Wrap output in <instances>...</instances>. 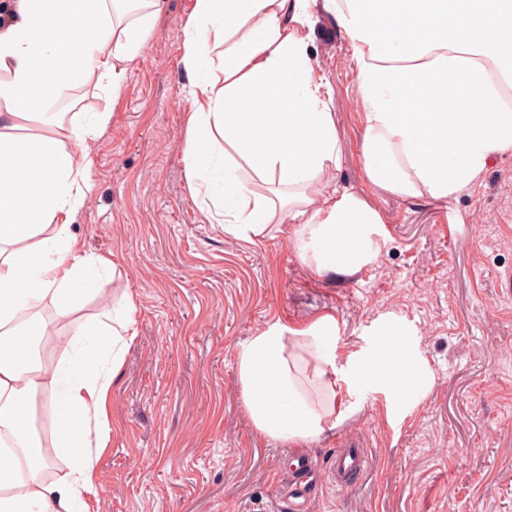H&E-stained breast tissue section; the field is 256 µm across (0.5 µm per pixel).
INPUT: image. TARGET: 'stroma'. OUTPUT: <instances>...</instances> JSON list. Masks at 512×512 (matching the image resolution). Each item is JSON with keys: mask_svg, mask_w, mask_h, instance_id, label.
<instances>
[{"mask_svg": "<svg viewBox=\"0 0 512 512\" xmlns=\"http://www.w3.org/2000/svg\"><path fill=\"white\" fill-rule=\"evenodd\" d=\"M194 5L165 0L118 95L87 84L56 103L70 115L112 113L89 149L93 187L72 230L87 253H117L122 264L78 316L127 289L138 301L89 512H280L294 457L325 465L352 437L366 443L370 472L346 489L319 478L305 512H512V155L452 202L375 198L383 235L374 260L351 274H313L288 224L257 244L228 236L186 174L180 47ZM313 55L334 85L339 178L364 192L355 62L330 17L316 25ZM325 316L336 321L338 377L395 319L431 390L405 400L355 388L317 441L262 436L248 417L239 350L272 325Z\"/></svg>", "mask_w": 512, "mask_h": 512, "instance_id": "1", "label": "stroma"}]
</instances>
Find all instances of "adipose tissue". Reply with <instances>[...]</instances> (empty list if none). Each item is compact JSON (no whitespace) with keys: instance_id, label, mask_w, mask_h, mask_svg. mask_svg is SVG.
Returning <instances> with one entry per match:
<instances>
[{"instance_id":"ef3b65f1","label":"adipose tissue","mask_w":512,"mask_h":512,"mask_svg":"<svg viewBox=\"0 0 512 512\" xmlns=\"http://www.w3.org/2000/svg\"><path fill=\"white\" fill-rule=\"evenodd\" d=\"M110 0H21V19L0 32V512H89L94 449L108 439L107 398L123 363L137 299L75 325L51 366L33 340L53 306L68 319L97 295L99 269L72 232L91 190V142L109 128L108 109L64 121L23 96L35 78L56 91L77 82L119 92L164 0H138L140 17L113 14ZM333 17L356 65L363 115L361 165L368 193L339 183L343 146L331 81L315 66L318 15ZM190 79L184 154L187 178L210 201L224 231L256 242L288 224L314 273L371 261L369 235L382 217L370 200L448 202L468 193L488 165L512 154V0H196L182 32ZM222 64L223 80L212 79ZM286 89L287 100L253 111L245 94ZM496 104L477 112L475 99ZM36 122L43 135L25 129ZM271 147L255 151L244 131ZM287 188L273 201L263 185ZM336 321L272 325L237 355L248 416L261 435L314 441L336 424ZM398 396L434 379L403 341L356 361L349 385L371 368ZM56 407L51 446L72 467L43 476L34 433L37 395Z\"/></svg>"}]
</instances>
